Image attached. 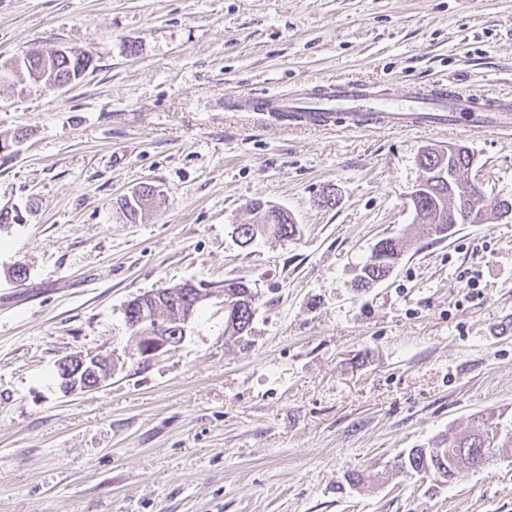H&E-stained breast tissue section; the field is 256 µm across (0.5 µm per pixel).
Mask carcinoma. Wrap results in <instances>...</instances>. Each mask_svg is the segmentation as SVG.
Instances as JSON below:
<instances>
[{
  "label": "carcinoma",
  "mask_w": 512,
  "mask_h": 512,
  "mask_svg": "<svg viewBox=\"0 0 512 512\" xmlns=\"http://www.w3.org/2000/svg\"><path fill=\"white\" fill-rule=\"evenodd\" d=\"M92 60L82 53H72L65 58H46L40 52L22 58V67L12 70L14 82L20 84L31 81V74L41 70L49 72L47 80L70 84L79 79L90 67ZM472 157L466 147L461 146L456 153L443 157L433 151L420 158L425 183L421 193L412 198L416 223L409 233L418 238L444 241L450 230L456 226L454 217L487 218V208L483 190L470 184L468 170ZM152 189L145 187L138 194L125 200L122 208L128 219L134 220L142 211ZM250 210L253 223L240 224L235 228L238 241L249 245L257 238H293L301 233L300 225L284 209L269 203L254 202ZM405 240L402 236L386 237L379 240L371 258L360 266L354 276V286L367 291L382 282L402 260ZM224 294L235 297L237 307L224 313V335L228 339L242 340L248 334L257 310V297L251 286L238 279L224 280ZM159 316L172 322L186 316H195L198 308L188 301L183 310L174 309L168 301H160L155 306ZM439 448L443 459L434 457L430 448H412L404 454L398 470L404 475H431L437 473L441 462H452L457 455H464L470 468H479L501 448L512 447V424L504 426L490 417H480L477 423L466 432L448 431L437 438L431 448Z\"/></svg>",
  "instance_id": "cac0c4a2"
}]
</instances>
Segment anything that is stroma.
Returning a JSON list of instances; mask_svg holds the SVG:
<instances>
[{"instance_id":"obj_1","label":"stroma","mask_w":512,"mask_h":512,"mask_svg":"<svg viewBox=\"0 0 512 512\" xmlns=\"http://www.w3.org/2000/svg\"><path fill=\"white\" fill-rule=\"evenodd\" d=\"M53 45L91 67L0 81V209L26 216L0 231V512H512V448L449 484L390 471L512 419V219L410 241L353 286L413 223L422 149L467 147L492 207L512 133L314 130L233 104L347 81L512 99V0H0V67ZM255 200L300 236L239 246ZM232 278L259 296L247 345L213 299L174 353L138 357L127 301ZM88 351L128 362L64 393L58 362ZM405 242L404 236L379 240L374 246L370 260L356 270L353 279L355 288L367 291L391 275L402 260Z\"/></svg>"}]
</instances>
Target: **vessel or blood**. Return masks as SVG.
<instances>
[{
  "instance_id": "obj_1",
  "label": "vessel or blood",
  "mask_w": 512,
  "mask_h": 512,
  "mask_svg": "<svg viewBox=\"0 0 512 512\" xmlns=\"http://www.w3.org/2000/svg\"><path fill=\"white\" fill-rule=\"evenodd\" d=\"M468 96L432 86L416 89L404 99L372 96L363 84L341 82L324 94L284 99L278 96L245 97L241 108L258 115H274L296 125L331 128L337 114H345L351 127L445 128L454 125L459 113L469 110ZM476 129H497L512 125V101L486 100L482 110L471 112Z\"/></svg>"
}]
</instances>
